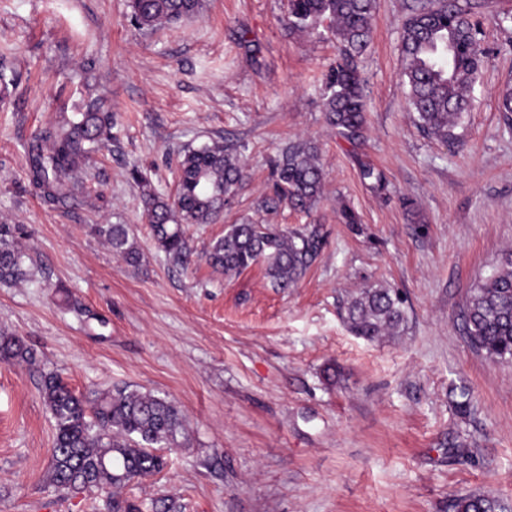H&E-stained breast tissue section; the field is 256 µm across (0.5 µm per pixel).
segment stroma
I'll use <instances>...</instances> for the list:
<instances>
[{
	"instance_id": "35a3bbf8",
	"label": "stroma",
	"mask_w": 512,
	"mask_h": 512,
	"mask_svg": "<svg viewBox=\"0 0 512 512\" xmlns=\"http://www.w3.org/2000/svg\"><path fill=\"white\" fill-rule=\"evenodd\" d=\"M412 0H378L361 58L366 140L324 122L334 35L289 31L288 0H203L175 26L138 29L128 0H0V224H22L30 279L0 284V328L36 350L35 367L0 362V512H93L86 492L47 480L54 426L39 370L78 392L132 385L172 400L188 447L123 499L141 512L171 498L183 512H448L456 494L512 503V364L473 350L459 314L470 289L512 249V0H483L488 55L455 142L417 128L400 73ZM112 103V142L94 154L68 205L36 195L27 147L61 112ZM318 147L323 194L310 213L261 210L270 160L291 141ZM230 141L248 176L224 215L190 224L188 269L157 250L131 169L172 194L179 156ZM380 169L384 192L360 178ZM410 199L407 213L402 199ZM358 215L343 223L341 206ZM250 217L283 230L319 224L326 245L298 286L271 288L262 266L230 277L205 250ZM92 224H126L143 254L127 266ZM404 299L399 334L369 342L344 316L368 284ZM92 313L77 319L61 290ZM335 365L328 381L323 370ZM471 397L467 413L455 402Z\"/></svg>"
}]
</instances>
